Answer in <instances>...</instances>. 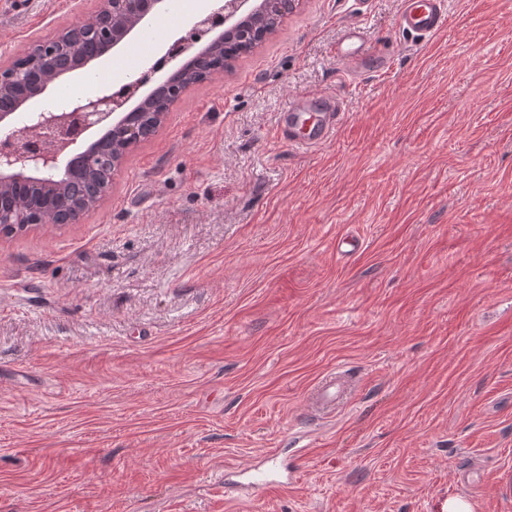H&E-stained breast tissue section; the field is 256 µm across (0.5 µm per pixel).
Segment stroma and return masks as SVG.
I'll list each match as a JSON object with an SVG mask.
<instances>
[{"mask_svg": "<svg viewBox=\"0 0 512 512\" xmlns=\"http://www.w3.org/2000/svg\"><path fill=\"white\" fill-rule=\"evenodd\" d=\"M97 7L0 0V64ZM398 8L299 0L100 209L0 237V512H512V0H448L423 41ZM352 23L388 69L336 60ZM189 29L158 18L117 57ZM323 92L335 134L281 141ZM272 459L287 489H225ZM343 112V102L338 98L322 94L294 98L280 117V139L297 146L322 144L333 134ZM312 115L315 119L308 124ZM342 384L336 378V374L332 373L327 376L317 387L314 395V405L320 410L329 411L321 417L331 415L332 410L336 408V403L342 402L343 399Z\"/></svg>", "mask_w": 512, "mask_h": 512, "instance_id": "1", "label": "stroma"}]
</instances>
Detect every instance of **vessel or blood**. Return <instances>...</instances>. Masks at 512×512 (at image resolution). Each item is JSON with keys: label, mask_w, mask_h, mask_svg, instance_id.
Segmentation results:
<instances>
[{"label": "vessel or blood", "mask_w": 512, "mask_h": 512, "mask_svg": "<svg viewBox=\"0 0 512 512\" xmlns=\"http://www.w3.org/2000/svg\"><path fill=\"white\" fill-rule=\"evenodd\" d=\"M448 24L447 0H401L398 26L415 38L427 39ZM336 57L349 67L379 66L378 57L369 54L367 32L356 24L347 27L336 45ZM344 112L340 99L318 95L292 99L281 115L278 133L282 140L297 146L312 147L326 142ZM343 388L336 376H327L317 387L314 404L331 411L341 402Z\"/></svg>", "instance_id": "b4317fda"}]
</instances>
